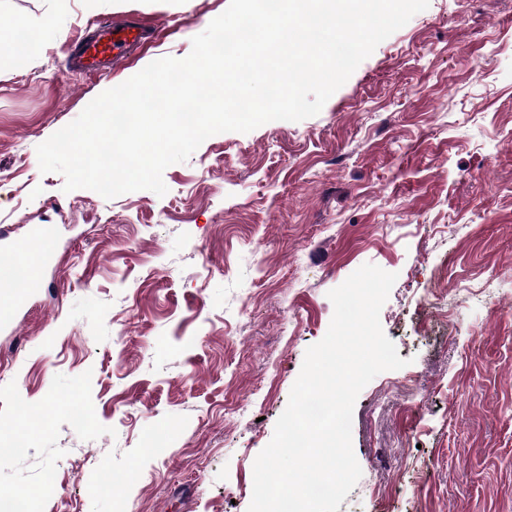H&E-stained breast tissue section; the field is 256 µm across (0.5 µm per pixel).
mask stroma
Wrapping results in <instances>:
<instances>
[{"mask_svg": "<svg viewBox=\"0 0 512 512\" xmlns=\"http://www.w3.org/2000/svg\"><path fill=\"white\" fill-rule=\"evenodd\" d=\"M229 2L0 0V29L53 22L0 48V224L41 257L21 297L0 265V438L25 439L0 491L24 512H247L329 291L372 263L397 276L380 323L407 364L356 400L339 512H512V0H430L318 115L209 137L165 195L41 172L39 144ZM129 20L154 36L112 73L66 68Z\"/></svg>", "mask_w": 512, "mask_h": 512, "instance_id": "35a3bbf8", "label": "stroma"}]
</instances>
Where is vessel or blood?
I'll return each instance as SVG.
<instances>
[{"instance_id":"b4317fda","label":"vessel or blood","mask_w":512,"mask_h":512,"mask_svg":"<svg viewBox=\"0 0 512 512\" xmlns=\"http://www.w3.org/2000/svg\"><path fill=\"white\" fill-rule=\"evenodd\" d=\"M148 38V31L135 23L104 27L81 44L71 57L69 65L72 70L85 75L109 74L126 50L144 44ZM0 259L14 269L24 270L27 287H34L38 283V268L29 265L20 249L5 252Z\"/></svg>"}]
</instances>
